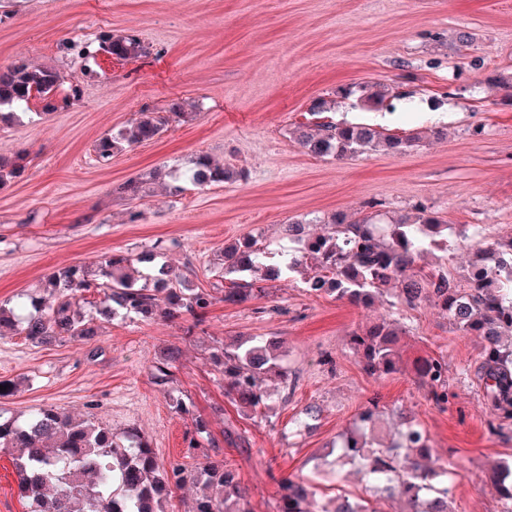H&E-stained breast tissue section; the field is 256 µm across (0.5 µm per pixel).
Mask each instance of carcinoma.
I'll list each match as a JSON object with an SVG mask.
<instances>
[{
    "mask_svg": "<svg viewBox=\"0 0 512 512\" xmlns=\"http://www.w3.org/2000/svg\"><path fill=\"white\" fill-rule=\"evenodd\" d=\"M64 48L72 59L87 63L104 52L117 60L138 59L148 54L139 34L100 32L90 42L68 41ZM63 78L59 70L17 61L0 66V122L28 110L34 100L43 109L55 111ZM361 104L389 111H406L410 96L387 85H364L350 89ZM194 118L183 101L169 105L168 114L144 111L130 127L100 138L96 161L107 165L115 151L152 140L167 130L171 117ZM295 140L309 154L338 160L384 148L391 154H406L420 146L417 130L389 134L365 124L325 122L299 124ZM186 179L197 186L236 182L244 172L216 162L207 154L191 159ZM463 241L469 237L465 224H445L424 210L413 221H374L371 215L350 219L335 214L321 232L294 221L284 225L291 246L271 252L259 240L246 237L224 252V279L229 286L222 295L191 290L167 265L149 267L144 284L135 285L128 273L134 262H150L149 255L134 258L112 254L95 269L74 268L53 274L49 285L55 303L46 306L29 298L31 311L18 317L0 306V328L8 327L33 343L47 344L69 336L91 340L97 336L94 316L83 311L86 294H101L92 304L103 320L121 314L132 320L149 321L159 313H183L197 322L218 300L240 304L265 292L263 283L293 275L301 277L307 291L334 295L338 299L370 307L392 293L393 307L415 308L424 302L437 307L450 324L465 335L481 340L473 366L481 383L482 399L499 421L490 425L500 432L512 424V235L490 239L477 248L471 268L481 267L476 278L462 279L440 267L421 263L429 247L423 240L438 236ZM402 330L383 316L349 334L348 345L371 376L411 371L414 379L429 388L430 400L448 403L444 357L422 356L407 362L399 347ZM223 367L224 397L244 415L263 419L270 409L271 393L266 381L288 385L284 355L271 344L256 340L214 355ZM179 353L171 350L154 362L151 379L165 385L173 378ZM428 436L412 419H403L396 437L384 442L379 404L367 400L351 426L339 435L336 460L355 461L375 500H400L408 512H455L448 498V463L433 461ZM0 448L15 452L14 466L19 491L30 500L31 512H164L163 502L180 486L202 485L193 512H253L238 504L247 491L236 473L222 465L189 471L178 463H159L147 440L135 431L117 433L108 425L84 416H71L54 406L36 408L23 422L0 419ZM493 482L502 501V512H512V460L499 463ZM277 512H379L363 497L338 494L331 509L318 506L312 484L302 478H282L277 486Z\"/></svg>",
    "mask_w": 512,
    "mask_h": 512,
    "instance_id": "1",
    "label": "carcinoma"
}]
</instances>
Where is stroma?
<instances>
[{
    "instance_id": "stroma-1",
    "label": "stroma",
    "mask_w": 512,
    "mask_h": 512,
    "mask_svg": "<svg viewBox=\"0 0 512 512\" xmlns=\"http://www.w3.org/2000/svg\"><path fill=\"white\" fill-rule=\"evenodd\" d=\"M0 19V66L25 60L59 69L80 94L57 111L34 103L0 123V157L25 155L24 172L0 185V304L43 296L44 283L68 267H95L106 255L152 254L192 288H224L225 245L253 236L285 245L283 224L427 210L451 224L482 227L487 238L512 234V100L490 83L512 77V0H7ZM102 30L135 31L149 56H99L84 69L63 45ZM470 35L461 46L459 33ZM383 83L412 94L408 115L359 107L344 89ZM197 105L160 137L123 147L109 164L94 146L131 125L141 110L164 111L172 99ZM325 119L394 132H428L414 152L384 150L342 160L309 155L293 136ZM198 153L234 165L243 180L174 193V170ZM160 170L129 199L119 184ZM403 329L406 358L444 356L449 401L440 407L410 373L366 374L348 334L379 315ZM92 340L65 337L38 345L0 335V381L11 395L0 408L23 416L52 405L116 431L138 429L161 463L199 470L235 469L256 512H276L277 482L313 477L336 437L371 397L386 428L413 417L430 445L451 463L456 512H500L493 466L512 457V430L488 431L491 414L469 368L479 339L456 331L437 308L371 309L309 294L294 277L267 283L241 304L216 302L201 324L189 315L99 321ZM259 337L282 342L295 388L271 384L265 419L239 416L224 396L217 349ZM179 350L173 382L151 380L156 358ZM319 413L302 430L303 408ZM207 435H196V421ZM233 422L249 442L224 440ZM314 479L322 499L365 492L355 466L339 478Z\"/></svg>"
}]
</instances>
